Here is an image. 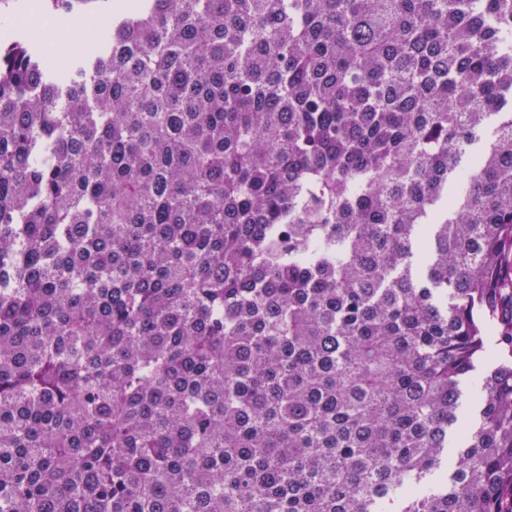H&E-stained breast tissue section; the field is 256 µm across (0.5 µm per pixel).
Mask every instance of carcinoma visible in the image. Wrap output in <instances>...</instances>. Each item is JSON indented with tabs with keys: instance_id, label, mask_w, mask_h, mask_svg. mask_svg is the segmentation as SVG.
I'll use <instances>...</instances> for the list:
<instances>
[{
	"instance_id": "carcinoma-1",
	"label": "carcinoma",
	"mask_w": 512,
	"mask_h": 512,
	"mask_svg": "<svg viewBox=\"0 0 512 512\" xmlns=\"http://www.w3.org/2000/svg\"><path fill=\"white\" fill-rule=\"evenodd\" d=\"M88 23L0 37V512H505L512 0Z\"/></svg>"
}]
</instances>
